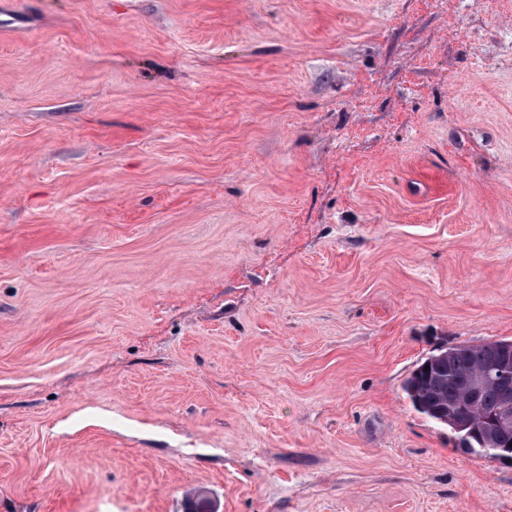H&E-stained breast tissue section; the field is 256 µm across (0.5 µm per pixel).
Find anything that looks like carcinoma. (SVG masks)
Segmentation results:
<instances>
[{
	"label": "carcinoma",
	"instance_id": "obj_1",
	"mask_svg": "<svg viewBox=\"0 0 512 512\" xmlns=\"http://www.w3.org/2000/svg\"><path fill=\"white\" fill-rule=\"evenodd\" d=\"M507 340L457 344L421 361L402 384L405 397L419 413L454 434L465 452L512 463V424L497 423L503 394L512 392V361L491 366V352Z\"/></svg>",
	"mask_w": 512,
	"mask_h": 512
}]
</instances>
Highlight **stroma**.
<instances>
[{
	"instance_id": "35a3bbf8",
	"label": "stroma",
	"mask_w": 512,
	"mask_h": 512,
	"mask_svg": "<svg viewBox=\"0 0 512 512\" xmlns=\"http://www.w3.org/2000/svg\"><path fill=\"white\" fill-rule=\"evenodd\" d=\"M502 339L512 0H0V512H512ZM509 342L512 344L511 339H503L438 349L402 384L413 408L453 433L459 448L488 459L498 450L504 463H512V348L500 345L491 352L495 346ZM509 356L508 366H491V359L502 364ZM504 392L505 404L499 415ZM498 415L499 422L508 427L497 423Z\"/></svg>"
}]
</instances>
